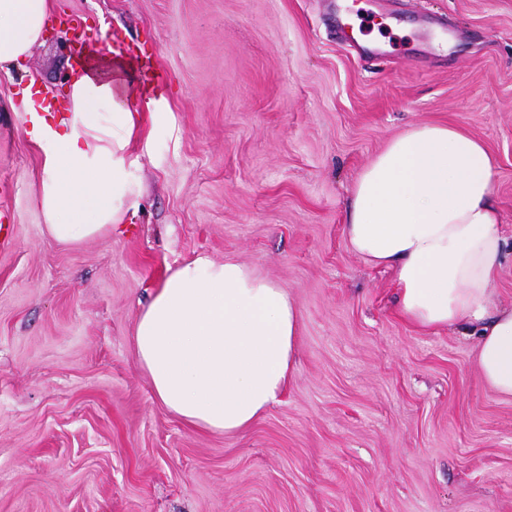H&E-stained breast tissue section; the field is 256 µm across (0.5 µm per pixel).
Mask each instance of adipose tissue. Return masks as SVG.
Here are the masks:
<instances>
[{
    "label": "adipose tissue",
    "instance_id": "1",
    "mask_svg": "<svg viewBox=\"0 0 512 512\" xmlns=\"http://www.w3.org/2000/svg\"><path fill=\"white\" fill-rule=\"evenodd\" d=\"M50 0H0V69L41 41ZM58 130L40 118V208L47 234L79 244L111 232L143 194L130 146L140 109L92 68L74 74ZM494 160L446 123L387 142L350 191L346 240L393 270L401 317L424 331L471 326L485 384L512 398V306L493 303L512 252L492 199ZM300 314L286 287L233 259L200 255L171 269L142 308L137 361L154 395L198 428L238 433L277 402L296 371Z\"/></svg>",
    "mask_w": 512,
    "mask_h": 512
}]
</instances>
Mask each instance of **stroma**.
<instances>
[{
    "mask_svg": "<svg viewBox=\"0 0 512 512\" xmlns=\"http://www.w3.org/2000/svg\"><path fill=\"white\" fill-rule=\"evenodd\" d=\"M52 3L150 57L159 106L131 145L136 214L64 244L19 104L32 80L66 102L71 52L46 38L0 73V512H512V400L475 338L404 321L343 233L363 167L429 122L486 145L512 237V0ZM198 255L300 312L296 373L239 434L183 423L137 362L142 304Z\"/></svg>",
    "mask_w": 512,
    "mask_h": 512,
    "instance_id": "stroma-1",
    "label": "stroma"
}]
</instances>
